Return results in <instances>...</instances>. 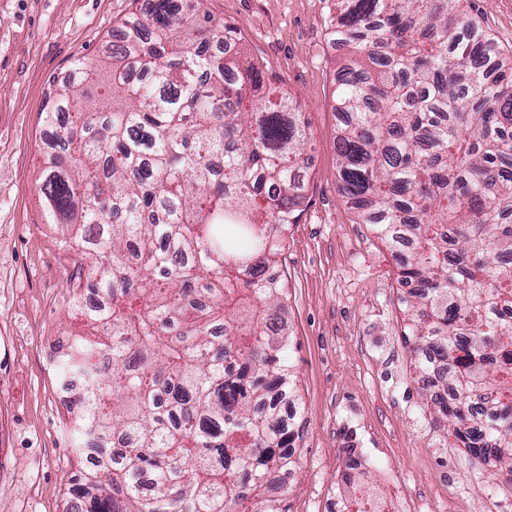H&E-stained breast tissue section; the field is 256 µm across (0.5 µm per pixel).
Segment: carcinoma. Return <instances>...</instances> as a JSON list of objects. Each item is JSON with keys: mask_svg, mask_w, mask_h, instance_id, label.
Returning a JSON list of instances; mask_svg holds the SVG:
<instances>
[{"mask_svg": "<svg viewBox=\"0 0 512 512\" xmlns=\"http://www.w3.org/2000/svg\"><path fill=\"white\" fill-rule=\"evenodd\" d=\"M464 0H336L341 188L362 223L410 249L419 380L451 371L448 436L512 473V57ZM112 54L74 62L43 126L40 197L81 256L84 332L53 359L79 380L72 433L90 457L65 512H283L296 434L278 266L298 221L308 122L257 62L216 55L241 29L152 0ZM264 182L274 189L260 191ZM495 449L489 454L488 449Z\"/></svg>", "mask_w": 512, "mask_h": 512, "instance_id": "carcinoma-1", "label": "carcinoma"}]
</instances>
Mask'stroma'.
I'll return each instance as SVG.
<instances>
[{"label": "stroma", "mask_w": 512, "mask_h": 512, "mask_svg": "<svg viewBox=\"0 0 512 512\" xmlns=\"http://www.w3.org/2000/svg\"><path fill=\"white\" fill-rule=\"evenodd\" d=\"M239 26L241 50L290 92L309 120L297 223L279 273L287 286L286 357L297 380L293 474L284 512H332L335 501L418 493L433 512H512L503 467L448 445L404 338L408 288L373 225L360 223L338 174L336 78L349 59L330 37L334 0H203ZM149 0H0V512H63L81 467L56 401L51 341L77 328L69 313L72 258L38 202L41 113L53 80L76 59L107 55L112 37ZM467 14L512 50V0H470ZM361 470L343 479L347 456Z\"/></svg>", "instance_id": "35a3bbf8"}]
</instances>
